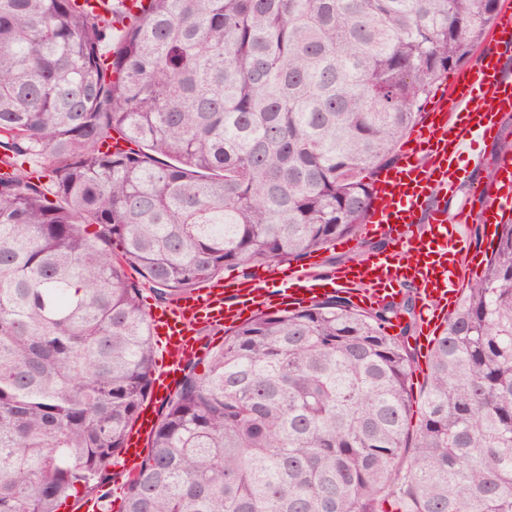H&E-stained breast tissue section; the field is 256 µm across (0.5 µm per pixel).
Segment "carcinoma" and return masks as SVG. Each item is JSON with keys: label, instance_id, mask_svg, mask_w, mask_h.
Here are the masks:
<instances>
[{"label": "carcinoma", "instance_id": "obj_1", "mask_svg": "<svg viewBox=\"0 0 512 512\" xmlns=\"http://www.w3.org/2000/svg\"><path fill=\"white\" fill-rule=\"evenodd\" d=\"M149 2L106 52L118 8L0 0V512L109 496L154 374L142 288L165 302L357 236L497 9ZM114 132L128 149L104 150ZM418 327L409 293L234 327L162 402L120 512H512V222L416 401Z\"/></svg>", "mask_w": 512, "mask_h": 512}]
</instances>
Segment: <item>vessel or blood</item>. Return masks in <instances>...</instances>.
<instances>
[{
  "label": "vessel or blood",
  "instance_id": "1",
  "mask_svg": "<svg viewBox=\"0 0 512 512\" xmlns=\"http://www.w3.org/2000/svg\"><path fill=\"white\" fill-rule=\"evenodd\" d=\"M512 7L504 6L478 61L442 85L417 129L412 130L399 163L384 170L374 186L365 218L369 232L388 238L390 246L369 258L321 275L314 263L282 273L280 297L296 307L344 290L363 307L396 299L413 284L420 301L422 335L434 333L458 303L471 276L470 224L512 220V154L503 153L493 181H474L471 196L479 212L448 213V193L460 180L461 164L476 143L496 138L501 117L512 112ZM266 304L260 288L249 281L204 283L151 308L155 335L170 358L168 369L155 373L152 396L128 434L124 459L133 462L155 427L156 407L177 381L183 364L205 348L202 329L234 325Z\"/></svg>",
  "mask_w": 512,
  "mask_h": 512
}]
</instances>
